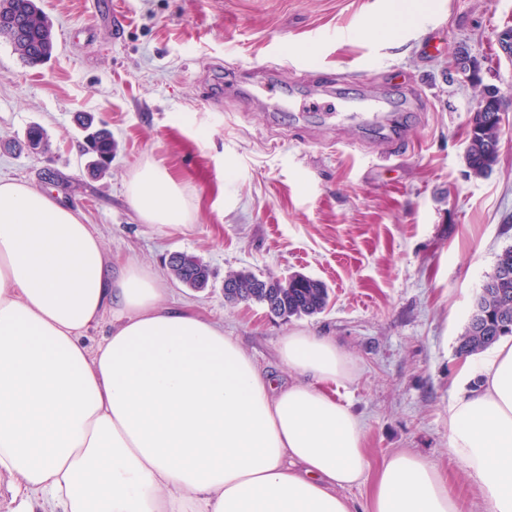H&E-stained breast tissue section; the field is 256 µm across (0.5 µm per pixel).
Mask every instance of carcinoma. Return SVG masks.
Segmentation results:
<instances>
[{"instance_id": "obj_1", "label": "carcinoma", "mask_w": 512, "mask_h": 512, "mask_svg": "<svg viewBox=\"0 0 512 512\" xmlns=\"http://www.w3.org/2000/svg\"><path fill=\"white\" fill-rule=\"evenodd\" d=\"M0 14L13 18L20 28V38L0 32L15 53L25 63L36 66L52 56L55 50L52 28L34 0H0ZM503 106L489 101L482 112L474 113L466 146V161L478 175L492 171L497 163L500 134L498 127ZM87 131L84 152L91 157V166L102 175L112 162L114 140L104 127L94 126V117L82 120ZM171 277L189 287H207L210 271L194 254L179 252L169 264ZM324 285L308 276L295 274L286 280L276 277L259 278L246 271H231L225 277L224 301L230 305L256 302L275 303L277 315L283 318L312 316L328 304ZM512 335V245L497 255L494 270L482 286L474 311L460 336L459 353L468 356L490 348L500 337Z\"/></svg>"}]
</instances>
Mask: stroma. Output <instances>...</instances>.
Returning <instances> with one entry per match:
<instances>
[{"mask_svg":"<svg viewBox=\"0 0 512 512\" xmlns=\"http://www.w3.org/2000/svg\"><path fill=\"white\" fill-rule=\"evenodd\" d=\"M38 0L56 48L22 62L0 39V180L79 211L110 259L165 280V304L223 322L260 368L289 374L283 336L333 337L354 381L326 384L364 426L371 465L399 450L432 462L464 512L478 487L449 450L448 404L473 388L476 356L459 338L498 253L512 245V61L495 34L512 0ZM390 21V36L372 28ZM505 98L499 158L485 177L465 157L474 90L448 78L458 49ZM423 94L425 109L367 118L348 90ZM105 121L117 144L93 175L75 121ZM50 149L18 150L30 125ZM399 127L402 150L387 134ZM147 163L165 168L188 223H144L126 186ZM203 259L209 286L170 281V254ZM246 270L324 282V312L288 320L257 303L229 305L224 277Z\"/></svg>","mask_w":512,"mask_h":512,"instance_id":"stroma-1","label":"stroma"}]
</instances>
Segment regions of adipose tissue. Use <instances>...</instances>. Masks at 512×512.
Returning <instances> with one entry per match:
<instances>
[{
	"label": "adipose tissue",
	"mask_w": 512,
	"mask_h": 512,
	"mask_svg": "<svg viewBox=\"0 0 512 512\" xmlns=\"http://www.w3.org/2000/svg\"><path fill=\"white\" fill-rule=\"evenodd\" d=\"M127 197L145 223L189 221L156 164ZM164 293L154 270L110 263L73 209L0 180V478L14 512H463L417 454L393 452L367 479L361 420L322 389L356 373L332 337H283L280 384L223 323ZM474 371L479 387L448 405L450 451L486 512H512V338ZM366 481L359 508L342 491Z\"/></svg>",
	"instance_id": "1"
}]
</instances>
